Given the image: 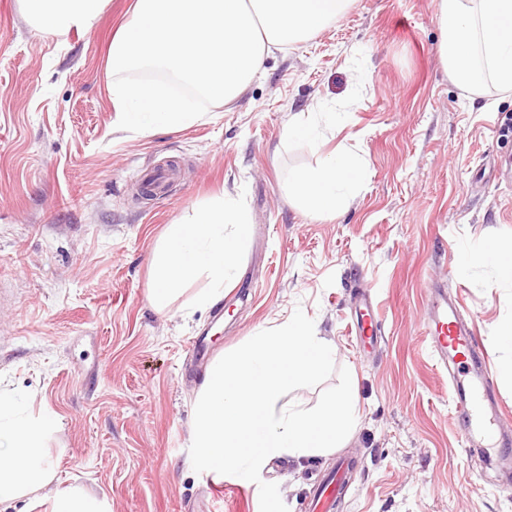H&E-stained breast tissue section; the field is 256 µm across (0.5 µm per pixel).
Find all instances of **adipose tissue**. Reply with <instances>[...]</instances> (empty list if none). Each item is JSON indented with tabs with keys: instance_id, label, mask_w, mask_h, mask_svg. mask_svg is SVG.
Listing matches in <instances>:
<instances>
[{
	"instance_id": "obj_1",
	"label": "adipose tissue",
	"mask_w": 512,
	"mask_h": 512,
	"mask_svg": "<svg viewBox=\"0 0 512 512\" xmlns=\"http://www.w3.org/2000/svg\"><path fill=\"white\" fill-rule=\"evenodd\" d=\"M35 29L65 45L71 33L91 32L109 0H22ZM436 18L446 38L441 58L463 85L491 80L512 91V0H437ZM364 165L339 153L315 169L293 173L289 191L306 213L334 214L360 181ZM249 239V219L233 200L216 199L192 216L170 225L152 259L151 300L165 308L185 286L204 278L208 288L193 295L188 307L220 300ZM53 422L40 414H22L13 400L0 399V503L29 496L51 485L55 470L45 450Z\"/></svg>"
}]
</instances>
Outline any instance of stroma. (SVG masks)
I'll list each match as a JSON object with an SVG mask.
<instances>
[{"mask_svg": "<svg viewBox=\"0 0 512 512\" xmlns=\"http://www.w3.org/2000/svg\"><path fill=\"white\" fill-rule=\"evenodd\" d=\"M131 0H110L66 47L0 0V394L51 415L54 489L105 495L109 512H259V493L210 501L192 468L202 383L182 375L205 332L224 356L302 310L359 390L338 448L261 470L289 512L339 457L362 468L340 512H512V468L483 463L456 426L448 371L428 352L437 284L487 353L512 415V273L474 258L512 242V92L461 86L439 53L436 0H352L346 15L275 50L232 105L182 130L113 131L106 56ZM312 116V140L288 125ZM339 151L365 175L335 215L307 216L290 172ZM225 195L269 236L250 237L225 290L252 296L186 314L150 302L151 258L169 225ZM374 303L382 338L350 330L351 291Z\"/></svg>", "mask_w": 512, "mask_h": 512, "instance_id": "obj_1", "label": "stroma"}]
</instances>
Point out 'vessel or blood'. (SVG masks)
<instances>
[{
	"label": "vessel or blood",
	"instance_id": "1",
	"mask_svg": "<svg viewBox=\"0 0 512 512\" xmlns=\"http://www.w3.org/2000/svg\"><path fill=\"white\" fill-rule=\"evenodd\" d=\"M429 308V351L436 364L450 370L448 385L453 391L462 438L478 439L482 457L512 461V438L504 430L512 416L503 412L497 401L487 371V355L477 349L470 329L461 323L457 299L437 288L431 293ZM356 469V462L339 459L335 471L318 483L307 512H336Z\"/></svg>",
	"mask_w": 512,
	"mask_h": 512
}]
</instances>
